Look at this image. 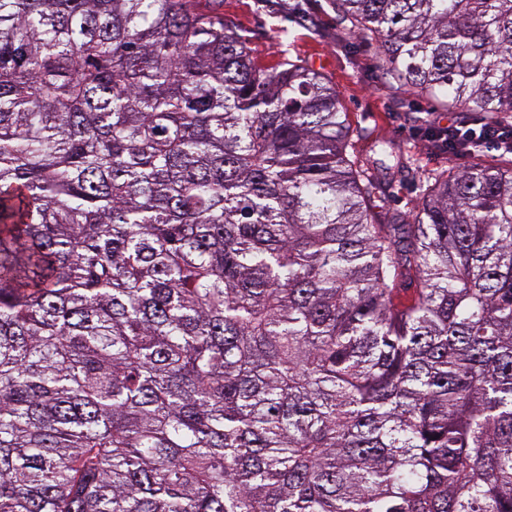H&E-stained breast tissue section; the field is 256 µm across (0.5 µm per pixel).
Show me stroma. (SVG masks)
<instances>
[{"label":"stroma","instance_id":"1","mask_svg":"<svg viewBox=\"0 0 512 512\" xmlns=\"http://www.w3.org/2000/svg\"><path fill=\"white\" fill-rule=\"evenodd\" d=\"M224 18L248 38L264 67L278 68L290 57L324 74L347 114L357 157L379 141L407 157V168L385 175L372 200L375 212L412 215L427 177L470 164V156L440 151L424 134L428 119H451L454 111L442 99L413 97L387 82L376 63V40L338 25L329 0H224Z\"/></svg>","mask_w":512,"mask_h":512}]
</instances>
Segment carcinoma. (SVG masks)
I'll use <instances>...</instances> for the list:
<instances>
[{
	"instance_id": "cac0c4a2",
	"label": "carcinoma",
	"mask_w": 512,
	"mask_h": 512,
	"mask_svg": "<svg viewBox=\"0 0 512 512\" xmlns=\"http://www.w3.org/2000/svg\"><path fill=\"white\" fill-rule=\"evenodd\" d=\"M224 0H0V512H512V168L372 211ZM492 126L512 0H331Z\"/></svg>"
}]
</instances>
